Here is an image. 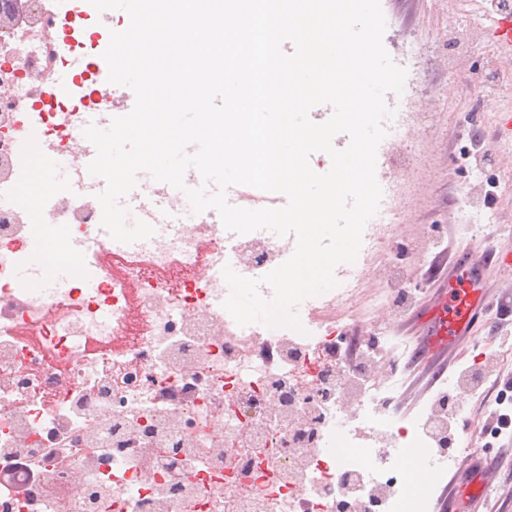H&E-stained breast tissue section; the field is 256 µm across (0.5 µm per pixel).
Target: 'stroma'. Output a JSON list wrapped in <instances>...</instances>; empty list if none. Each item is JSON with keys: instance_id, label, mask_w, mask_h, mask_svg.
Wrapping results in <instances>:
<instances>
[{"instance_id": "35a3bbf8", "label": "stroma", "mask_w": 512, "mask_h": 512, "mask_svg": "<svg viewBox=\"0 0 512 512\" xmlns=\"http://www.w3.org/2000/svg\"><path fill=\"white\" fill-rule=\"evenodd\" d=\"M386 19L383 44L403 57L409 45L421 48V63L406 64L407 79L418 91L429 132L432 177L425 201L410 205L411 232L441 247L410 248L403 259L414 298L389 316V323L411 335L405 351V384L395 397L398 418L413 422L440 390L439 379L467 367L479 342L512 331V132L502 123L512 115V60L500 59L492 32L500 9L491 0H380ZM500 185L486 197L489 177ZM485 255L478 269L487 306L473 322V339L460 350L429 357L426 321L438 289L448 286L471 249ZM485 494L491 512H512V433L485 454Z\"/></svg>"}]
</instances>
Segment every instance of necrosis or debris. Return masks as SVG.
Instances as JSON below:
<instances>
[{
	"mask_svg": "<svg viewBox=\"0 0 512 512\" xmlns=\"http://www.w3.org/2000/svg\"><path fill=\"white\" fill-rule=\"evenodd\" d=\"M32 5L35 22L0 37V512H404L409 438L433 477L455 450L483 447L458 396L512 373L490 343L415 431L391 419L401 361L384 372L376 355L401 344L379 316L405 289L363 303L355 339L309 318L300 332L249 334L220 304L210 268L224 232L207 224L142 250L113 245L93 291L18 286L28 219L4 197L62 61L54 15ZM41 132L73 153L69 110L43 113ZM101 216L95 197L63 193L44 220L76 243ZM294 248L248 233L238 264L252 273Z\"/></svg>",
	"mask_w": 512,
	"mask_h": 512,
	"instance_id": "obj_1",
	"label": "necrosis or debris"
}]
</instances>
